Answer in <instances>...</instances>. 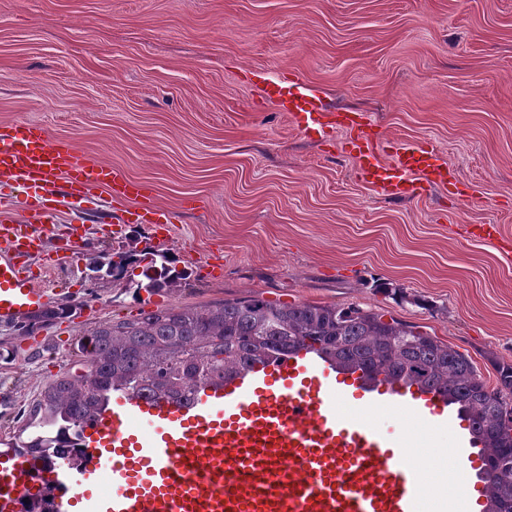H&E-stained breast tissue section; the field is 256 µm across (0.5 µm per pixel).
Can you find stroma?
<instances>
[{
    "instance_id": "obj_1",
    "label": "stroma",
    "mask_w": 512,
    "mask_h": 512,
    "mask_svg": "<svg viewBox=\"0 0 512 512\" xmlns=\"http://www.w3.org/2000/svg\"><path fill=\"white\" fill-rule=\"evenodd\" d=\"M268 80L365 113L379 143L433 145L457 193L364 184L341 131L305 135L263 97ZM15 123L144 183L171 222L113 223L103 195L54 213L78 245L59 264L46 241L36 285L76 311L32 335L0 322V432L72 366L81 332L171 306L354 304L419 326L487 380L512 362V257L459 231L512 238V0H0V126ZM132 249L191 275L153 293L135 265L89 277L87 255ZM405 427L426 487L452 494V450Z\"/></svg>"
}]
</instances>
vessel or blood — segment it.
<instances>
[{"instance_id": "obj_1", "label": "vessel or blood", "mask_w": 512, "mask_h": 512, "mask_svg": "<svg viewBox=\"0 0 512 512\" xmlns=\"http://www.w3.org/2000/svg\"><path fill=\"white\" fill-rule=\"evenodd\" d=\"M264 94L302 131L322 123L347 130L357 175L386 196L450 181L447 162L414 142L395 144L391 161H382L363 113L328 111L298 85L270 82ZM4 186L24 189L33 201L20 220L0 208V321L48 302L28 269L55 233L49 213L57 206L104 194L137 222L165 219L145 202L141 183L32 124L0 127ZM352 402L370 408L400 402L435 432L449 434L467 463L469 493L448 508L483 512L484 449L446 397L400 383L376 385L305 350L199 388L187 406L113 394L111 408L83 431L87 468L77 474L67 462L53 465L52 482L81 488L57 499L54 512H420L425 488L405 464L401 421L363 425L339 412ZM40 477L32 464L0 455V512H17L19 496Z\"/></svg>"}]
</instances>
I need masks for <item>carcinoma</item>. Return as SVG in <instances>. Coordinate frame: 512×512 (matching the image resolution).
Returning a JSON list of instances; mask_svg holds the SVG:
<instances>
[{
	"label": "carcinoma",
	"mask_w": 512,
	"mask_h": 512,
	"mask_svg": "<svg viewBox=\"0 0 512 512\" xmlns=\"http://www.w3.org/2000/svg\"><path fill=\"white\" fill-rule=\"evenodd\" d=\"M108 276L120 277L147 254L117 253ZM190 276L152 254L138 284L147 292ZM71 317L70 306L46 308L20 329L35 332ZM312 350L341 371L372 381L434 389L459 406L486 449L485 512H512V364L497 365L495 386L452 346L397 319L357 305H277L258 296L207 308L169 307L135 320L101 324L77 341L81 375L64 372L41 391L17 433L0 445L43 456L76 447L83 428L107 407L112 392L190 401L203 385H218L257 363Z\"/></svg>",
	"instance_id": "obj_1"
}]
</instances>
